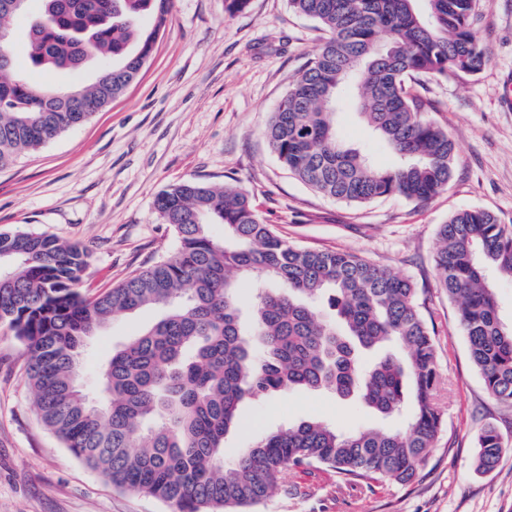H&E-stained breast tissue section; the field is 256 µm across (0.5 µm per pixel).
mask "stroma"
<instances>
[{
	"instance_id": "35a3bbf8",
	"label": "stroma",
	"mask_w": 512,
	"mask_h": 512,
	"mask_svg": "<svg viewBox=\"0 0 512 512\" xmlns=\"http://www.w3.org/2000/svg\"><path fill=\"white\" fill-rule=\"evenodd\" d=\"M22 12L0 20L17 69L63 91L81 75L49 77L33 68ZM473 26L486 51L473 75L421 87L431 117L457 143L455 173L425 203L399 197L349 205L298 181L268 147L265 129L303 66L328 33L295 14L288 0H250L228 13L225 0H173L153 53L122 95L85 123L0 170V231L45 233L90 253L82 292L93 296L171 255L177 241L157 197L196 180L240 186L259 214L292 243L350 251L409 277L435 331L436 394L443 427L416 477L385 487L341 485L333 472L288 470L257 512H512V410L496 404L473 367L458 305L439 288L433 257L439 228L461 209H483L512 224V0H479ZM348 143L366 147L372 165L397 156L359 118L351 94L336 111ZM144 308L114 318L81 354L84 389L99 398L100 371L114 348L154 324ZM27 347L0 324V512H172L155 498L116 490L87 469L43 426L25 381ZM230 433L234 457L261 435L316 419L339 429L390 428V421L328 390H293L241 407ZM496 425L509 444L496 468H474L476 438Z\"/></svg>"
}]
</instances>
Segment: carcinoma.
Here are the masks:
<instances>
[{
  "mask_svg": "<svg viewBox=\"0 0 512 512\" xmlns=\"http://www.w3.org/2000/svg\"><path fill=\"white\" fill-rule=\"evenodd\" d=\"M289 0L329 37L293 80L266 128L278 161L316 192L346 204L389 196L427 202L448 187L457 147L427 117L431 103L414 86L478 73L486 59L473 26L477 0ZM172 0H37L27 32L31 62L43 72L82 70L92 58L111 65L112 86L60 93L18 75L10 41L0 42V169L107 106L138 76ZM32 0H0V19ZM155 19L143 28L139 20ZM385 35L386 42L379 40ZM356 90L360 118L400 165L379 170L340 138L339 91ZM177 235L173 255L94 297L79 285L88 251L32 232H0V322L26 343L25 379L44 426L87 468L120 490L152 496L173 512H245L264 500L286 470L309 466L340 482L412 481L442 428L434 399L437 349L412 280L361 256L298 247L267 224L240 188L195 180L156 199ZM221 224L232 244L216 238ZM434 267L459 304L470 360L485 389L512 407V326L498 314L488 272L512 279V225L464 209L439 229ZM273 280L243 320L238 279ZM328 298L326 319L317 303ZM158 307L152 326L112 352L102 369L105 400L79 383L87 338L114 317ZM395 341L404 358L364 364L360 354ZM355 397L383 419L413 397L402 429L344 432L317 420L263 436L232 461L224 439L240 408L294 389ZM476 470L492 469L505 450L497 426L477 437Z\"/></svg>",
  "mask_w": 512,
  "mask_h": 512,
  "instance_id": "obj_1",
  "label": "carcinoma"
}]
</instances>
